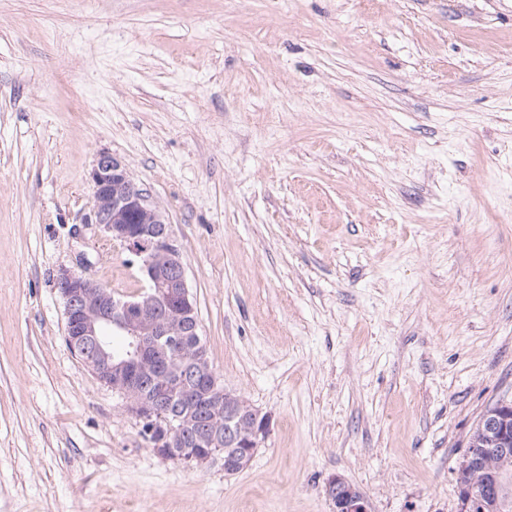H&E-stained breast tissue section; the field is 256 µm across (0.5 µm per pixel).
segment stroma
Listing matches in <instances>:
<instances>
[{
  "label": "stroma",
  "instance_id": "obj_1",
  "mask_svg": "<svg viewBox=\"0 0 512 512\" xmlns=\"http://www.w3.org/2000/svg\"><path fill=\"white\" fill-rule=\"evenodd\" d=\"M171 224L243 471L157 456L65 341L99 153ZM512 398V0H0V512H460ZM324 491L334 512H371L364 492L339 475L326 481Z\"/></svg>",
  "mask_w": 512,
  "mask_h": 512
}]
</instances>
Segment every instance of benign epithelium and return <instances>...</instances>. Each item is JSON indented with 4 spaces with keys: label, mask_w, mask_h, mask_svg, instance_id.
<instances>
[{
    "label": "benign epithelium",
    "mask_w": 512,
    "mask_h": 512,
    "mask_svg": "<svg viewBox=\"0 0 512 512\" xmlns=\"http://www.w3.org/2000/svg\"><path fill=\"white\" fill-rule=\"evenodd\" d=\"M89 183L87 223L137 258L143 287L122 299L77 270L64 271L57 289L67 345L122 395L156 454L196 467L221 460L224 473L241 472L269 432L270 417L226 391L214 372L171 225L112 154L98 155ZM114 332L126 339L120 354L112 353ZM457 481L461 512L512 509V401L480 417ZM324 491L333 512H371L364 492L339 475Z\"/></svg>",
    "instance_id": "1"
}]
</instances>
